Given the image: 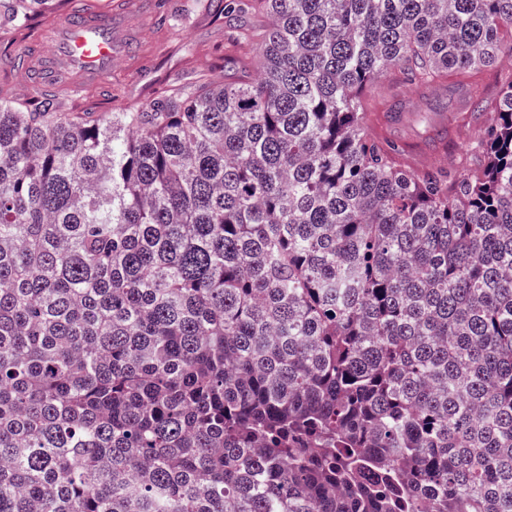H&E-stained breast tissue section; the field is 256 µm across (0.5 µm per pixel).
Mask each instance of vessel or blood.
Wrapping results in <instances>:
<instances>
[{"label":"vessel or blood","mask_w":512,"mask_h":512,"mask_svg":"<svg viewBox=\"0 0 512 512\" xmlns=\"http://www.w3.org/2000/svg\"><path fill=\"white\" fill-rule=\"evenodd\" d=\"M116 53L111 17L86 13L54 28L48 38L33 36L16 55L43 65L49 82L63 86L104 81L112 74Z\"/></svg>","instance_id":"1"}]
</instances>
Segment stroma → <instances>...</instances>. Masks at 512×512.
<instances>
[{"mask_svg": "<svg viewBox=\"0 0 512 512\" xmlns=\"http://www.w3.org/2000/svg\"><path fill=\"white\" fill-rule=\"evenodd\" d=\"M266 24L265 15L252 11L224 17L220 0H112V36L122 47L120 60L111 78L70 93L69 100L74 107L91 106L107 114L131 103H150L172 85L223 81L237 70L239 54L233 42L239 29L258 33ZM444 98V86L419 91L395 69L361 94L371 131L402 148L403 167L459 173L474 130L456 113L436 111V103ZM405 104L430 109L434 124L449 127L448 142L426 145L424 125L411 116L383 122V113Z\"/></svg>", "mask_w": 512, "mask_h": 512, "instance_id": "obj_1", "label": "stroma"}]
</instances>
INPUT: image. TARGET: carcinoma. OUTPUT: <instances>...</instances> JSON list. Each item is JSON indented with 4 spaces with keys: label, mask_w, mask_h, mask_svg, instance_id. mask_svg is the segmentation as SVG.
I'll return each instance as SVG.
<instances>
[{
    "label": "carcinoma",
    "mask_w": 512,
    "mask_h": 512,
    "mask_svg": "<svg viewBox=\"0 0 512 512\" xmlns=\"http://www.w3.org/2000/svg\"><path fill=\"white\" fill-rule=\"evenodd\" d=\"M250 7L254 76L0 97V512H512V80L473 175L360 100L512 58V0Z\"/></svg>",
    "instance_id": "carcinoma-1"
}]
</instances>
